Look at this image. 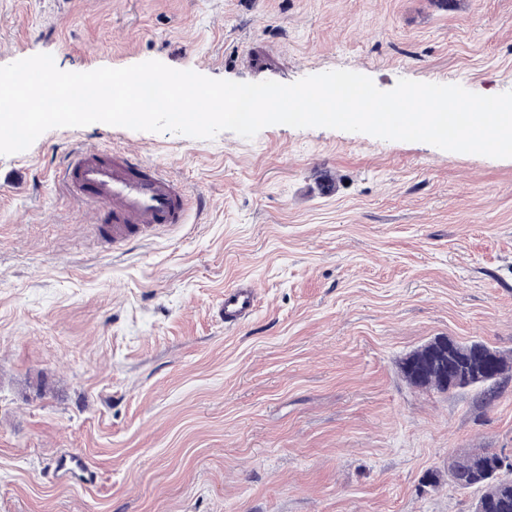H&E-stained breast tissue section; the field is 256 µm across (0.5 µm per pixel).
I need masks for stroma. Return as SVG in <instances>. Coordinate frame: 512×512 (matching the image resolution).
<instances>
[{
    "instance_id": "obj_1",
    "label": "stroma",
    "mask_w": 512,
    "mask_h": 512,
    "mask_svg": "<svg viewBox=\"0 0 512 512\" xmlns=\"http://www.w3.org/2000/svg\"><path fill=\"white\" fill-rule=\"evenodd\" d=\"M39 53L70 72L348 69L495 95L512 91V0H0V66ZM86 146L164 162L207 204L112 250L54 180ZM240 277L258 307L231 329ZM439 336L512 354V159L104 123L0 155V512H473L448 464L512 454V381L490 404L411 386L401 359ZM69 454L94 482L57 477ZM256 302V289L246 280H239L225 287L221 308L224 325L237 326L248 320L255 310Z\"/></svg>"
}]
</instances>
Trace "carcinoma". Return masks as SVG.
I'll return each instance as SVG.
<instances>
[{"label": "carcinoma", "instance_id": "carcinoma-1", "mask_svg": "<svg viewBox=\"0 0 512 512\" xmlns=\"http://www.w3.org/2000/svg\"><path fill=\"white\" fill-rule=\"evenodd\" d=\"M438 342L436 338L404 358L402 371L410 384L448 392L476 385L482 388L487 404L500 397L512 379V358L487 345L479 356L480 343L475 341L460 343L447 339L448 367L461 374L456 382L445 386L434 371L415 379L410 370L428 366L429 351ZM448 477L459 488L481 491L474 512H512V457L494 448H479L453 461L448 467Z\"/></svg>", "mask_w": 512, "mask_h": 512}]
</instances>
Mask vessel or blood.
Segmentation results:
<instances>
[{
  "label": "vessel or blood",
  "mask_w": 512,
  "mask_h": 512,
  "mask_svg": "<svg viewBox=\"0 0 512 512\" xmlns=\"http://www.w3.org/2000/svg\"><path fill=\"white\" fill-rule=\"evenodd\" d=\"M62 190L93 208L99 238L113 248L140 242L151 233L187 221L188 192L166 164L127 151L104 155L84 147L71 152L59 169ZM254 286L245 280L224 289V323L248 320L256 307Z\"/></svg>",
  "instance_id": "obj_1"
}]
</instances>
